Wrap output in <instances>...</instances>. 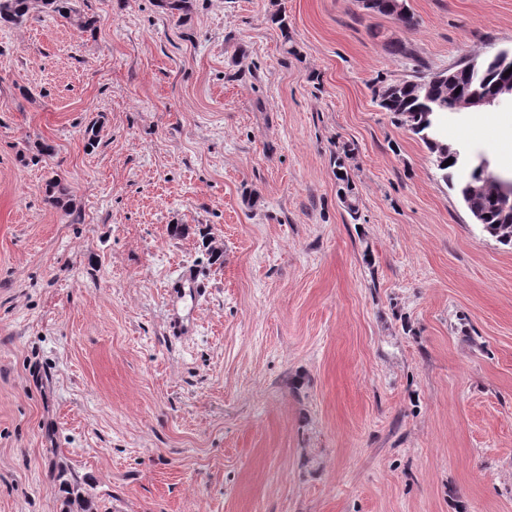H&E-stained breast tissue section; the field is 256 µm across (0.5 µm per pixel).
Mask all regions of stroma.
Here are the masks:
<instances>
[{
  "mask_svg": "<svg viewBox=\"0 0 512 512\" xmlns=\"http://www.w3.org/2000/svg\"><path fill=\"white\" fill-rule=\"evenodd\" d=\"M192 3L0 26V512H512V246L372 93L512 49V0ZM445 136L512 176V102ZM171 288L173 290V302H179L187 295L191 300L199 298L205 289V284L197 276L185 273L173 282Z\"/></svg>",
  "mask_w": 512,
  "mask_h": 512,
  "instance_id": "stroma-1",
  "label": "stroma"
}]
</instances>
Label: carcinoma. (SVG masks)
<instances>
[{"mask_svg":"<svg viewBox=\"0 0 512 512\" xmlns=\"http://www.w3.org/2000/svg\"><path fill=\"white\" fill-rule=\"evenodd\" d=\"M59 15L82 33H94L97 20L81 13L73 0H0V24L19 25L26 21L36 8ZM398 0H374L370 11L388 16H398L407 26L416 25L414 15L397 12ZM512 51H504L493 59H482L475 66L465 64L450 72L431 73L415 80L386 83L374 89L379 106L397 116L400 123L418 136L434 157L438 170L453 182L456 164L444 162L455 158L456 149L440 137L438 124L448 113L461 111V102L467 98H485L497 94L501 83L512 78ZM429 84L430 99L424 100L422 83ZM468 210L480 216L483 229L500 243L512 246V211L499 205V186L481 177L473 169L470 178L456 184ZM45 196L48 204L63 207L70 202L68 188L58 178L46 182Z\"/></svg>","mask_w":512,"mask_h":512,"instance_id":"1","label":"carcinoma"}]
</instances>
